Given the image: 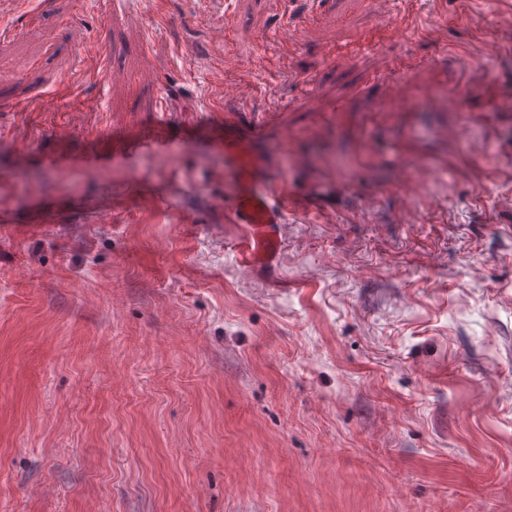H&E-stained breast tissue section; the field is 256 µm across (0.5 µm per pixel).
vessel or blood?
<instances>
[{"instance_id": "obj_1", "label": "vessel or blood", "mask_w": 512, "mask_h": 512, "mask_svg": "<svg viewBox=\"0 0 512 512\" xmlns=\"http://www.w3.org/2000/svg\"><path fill=\"white\" fill-rule=\"evenodd\" d=\"M224 163L235 173L226 188L230 210L237 223L250 228L242 261L254 269L272 265L279 249L278 226L295 200L286 189L267 182L262 159L247 143L225 140Z\"/></svg>"}]
</instances>
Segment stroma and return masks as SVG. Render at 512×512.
I'll list each match as a JSON object with an SVG mask.
<instances>
[{"instance_id":"obj_1","label":"stroma","mask_w":512,"mask_h":512,"mask_svg":"<svg viewBox=\"0 0 512 512\" xmlns=\"http://www.w3.org/2000/svg\"><path fill=\"white\" fill-rule=\"evenodd\" d=\"M384 8L0 0V512H512V0ZM224 165L235 172L226 188L230 210L237 223L250 228L242 262L254 269L271 266L280 244L278 224L295 207V199L267 182L262 159L247 143L224 137Z\"/></svg>"}]
</instances>
